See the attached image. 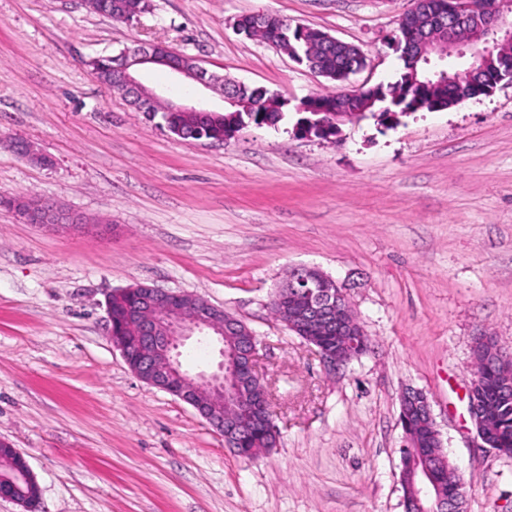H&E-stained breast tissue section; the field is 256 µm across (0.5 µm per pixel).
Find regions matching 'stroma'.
I'll return each instance as SVG.
<instances>
[{"mask_svg": "<svg viewBox=\"0 0 512 512\" xmlns=\"http://www.w3.org/2000/svg\"><path fill=\"white\" fill-rule=\"evenodd\" d=\"M412 0H152L123 23L83 0H0V195L96 219L49 232L0 207V439L27 458L39 512H404L400 400L428 397L464 512H512V459L468 413L475 338L512 354V85L444 110L340 126L293 119L226 142L178 138L100 83L90 58L160 43L298 104L327 81L238 35L274 14L358 46L355 84L393 82ZM342 287L369 348L340 370L277 320L293 267ZM148 284L236 316L257 338L279 433L245 459L187 403L140 380L105 300Z\"/></svg>", "mask_w": 512, "mask_h": 512, "instance_id": "obj_1", "label": "stroma"}]
</instances>
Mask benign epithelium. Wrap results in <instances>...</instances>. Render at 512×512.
<instances>
[{
  "label": "benign epithelium",
  "mask_w": 512,
  "mask_h": 512,
  "mask_svg": "<svg viewBox=\"0 0 512 512\" xmlns=\"http://www.w3.org/2000/svg\"><path fill=\"white\" fill-rule=\"evenodd\" d=\"M504 3L505 0H473L470 3L472 13L469 14L459 9L450 11L440 0H413L408 14L425 12L428 15V28L421 31L409 29L415 42L428 48L424 54L426 73L448 75V69L442 66V62L447 56L454 55L466 59V68L454 71V74L464 77L474 68L484 65L485 61L500 55V48L512 43V5L506 8ZM474 15L480 21L473 27L468 43L453 45L446 55L439 53L437 45L447 38L451 29L464 25ZM176 56L178 52L152 43L123 49V63L118 68L116 79L119 95L131 100L143 112H151L159 106L167 112H219L203 95L186 105L154 93H143L136 72L141 67L160 66L166 68L181 86L199 90L219 89L224 103L240 105L238 98L225 92L224 87L216 83L205 69L197 65L179 66L174 62ZM13 148L35 165H53L49 156L36 151L23 138L14 139ZM8 206L20 219L51 232L83 228L77 214L59 210L38 196L18 200L11 197ZM134 289L136 303L127 310V318L137 326L138 347L134 351L129 349L111 330L109 336L113 346L143 382L192 406L224 437L225 447L238 450V445L249 431V423L269 417L267 386L257 370L256 336L241 320L205 300L146 284H138ZM286 292L300 301L299 306L282 307L276 313L289 330L297 334L306 329L320 334L336 333V353L316 346L328 370L340 369L365 349V332L332 278L316 268L298 266L292 269L286 284L272 296L271 303L279 302ZM197 332L206 334L221 345L222 361L211 373L190 375L181 369L178 349ZM472 358L478 368H490L509 360L490 336L477 338ZM468 411L481 441L480 447H492L489 413L484 401L471 396ZM400 421L405 428L416 424L422 427L414 433L409 444L411 448L422 449L412 477L416 489V512H461L463 483H458L455 492L446 496L439 493L435 462L445 460L447 456L431 404L420 390L408 389L402 394Z\"/></svg>",
  "instance_id": "7a95c632"
}]
</instances>
